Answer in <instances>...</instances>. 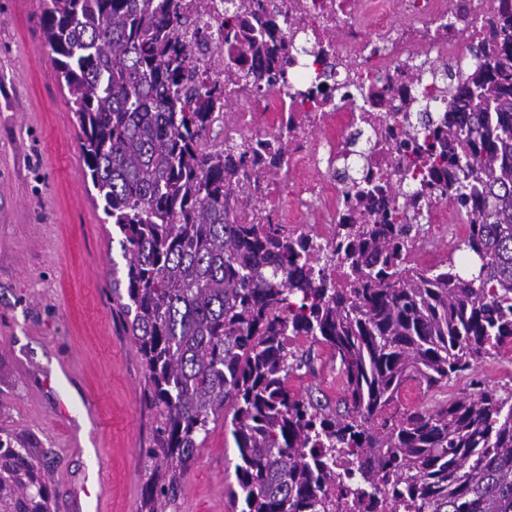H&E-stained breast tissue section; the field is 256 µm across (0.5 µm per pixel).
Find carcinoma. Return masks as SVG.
I'll return each instance as SVG.
<instances>
[{"label": "carcinoma", "mask_w": 512, "mask_h": 512, "mask_svg": "<svg viewBox=\"0 0 512 512\" xmlns=\"http://www.w3.org/2000/svg\"><path fill=\"white\" fill-rule=\"evenodd\" d=\"M247 0L224 11L230 40ZM263 35L246 49L257 87L286 81L275 57L288 46L255 14ZM43 34L70 95L80 149L107 218L122 235L125 293L157 411L155 449L166 476L147 497L174 499L218 418L230 426L242 512H329L336 475L328 456L356 448L374 460L366 479L389 512H512V389L472 376L469 392L436 409H395L407 382L430 389L512 344V56L496 39L472 47L484 63L448 88V129L406 116L405 134L428 143V185L454 208L473 204L453 260L408 265L418 224H343L352 287L328 275L336 253L288 233L270 215L238 224L237 175L249 149L207 143L223 96L192 82L194 53L175 0H47ZM277 143L256 180L276 175ZM353 200L416 207L398 182ZM305 336L339 363L341 413L286 387L308 365L290 347ZM39 461L0 436V512H48Z\"/></svg>", "instance_id": "1"}]
</instances>
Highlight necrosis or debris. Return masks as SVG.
Wrapping results in <instances>:
<instances>
[{
    "label": "necrosis or debris",
    "instance_id": "obj_1",
    "mask_svg": "<svg viewBox=\"0 0 512 512\" xmlns=\"http://www.w3.org/2000/svg\"><path fill=\"white\" fill-rule=\"evenodd\" d=\"M268 13L288 34V81L257 90L247 83L224 82V69L214 59L224 39L212 34L197 50L200 76L224 88L235 106V119L223 129V142L233 145L253 138L258 123L287 136L288 169L295 176L287 190L266 184L250 191L240 207L242 224L259 223L280 209L289 196L288 226L299 234L325 238L326 228L308 227L314 207L325 209L334 224L363 223L364 211L346 202L347 182L338 173L347 140L363 132L376 147L360 173L382 183L397 180L398 170L418 193L424 223L440 234L448 222L447 204L438 191L424 187L419 172L408 170L386 129L401 131L406 112L420 100L441 96L435 82L418 83L411 74L424 61L448 65L459 75L476 67L466 47L481 37L487 20L500 11V0H263ZM370 465L366 457L340 456L336 468L344 492L336 512H349L354 502H373L377 493L361 481Z\"/></svg>",
    "mask_w": 512,
    "mask_h": 512
}]
</instances>
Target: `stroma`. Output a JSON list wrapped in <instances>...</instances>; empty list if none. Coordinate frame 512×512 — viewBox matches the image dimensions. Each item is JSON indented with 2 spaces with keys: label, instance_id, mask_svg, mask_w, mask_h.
<instances>
[{
  "label": "stroma",
  "instance_id": "stroma-1",
  "mask_svg": "<svg viewBox=\"0 0 512 512\" xmlns=\"http://www.w3.org/2000/svg\"><path fill=\"white\" fill-rule=\"evenodd\" d=\"M43 0H0V434L40 461L50 512H148L147 370L112 299L127 261L85 176L78 126L43 38ZM288 390L336 400L326 347ZM238 454L216 424L157 512H240Z\"/></svg>",
  "mask_w": 512,
  "mask_h": 512
}]
</instances>
